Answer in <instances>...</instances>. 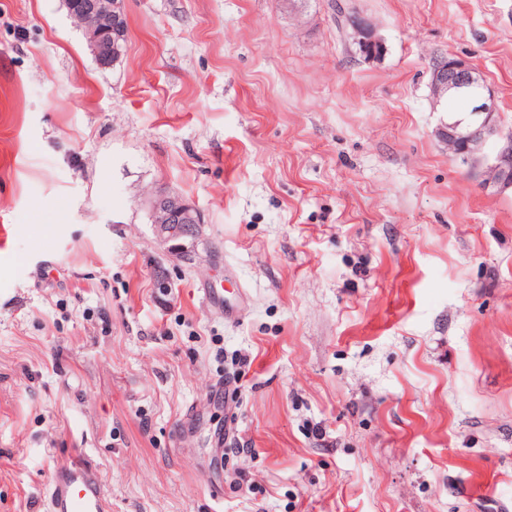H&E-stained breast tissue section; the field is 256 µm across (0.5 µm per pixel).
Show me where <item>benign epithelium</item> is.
Instances as JSON below:
<instances>
[{
	"mask_svg": "<svg viewBox=\"0 0 512 512\" xmlns=\"http://www.w3.org/2000/svg\"><path fill=\"white\" fill-rule=\"evenodd\" d=\"M65 5L69 16L83 30L98 65L111 66L120 55L114 35L120 22L125 20L123 0H65ZM349 25L358 36L362 53L368 58L377 57L383 43L375 36L372 25L358 16L351 17ZM430 87L437 101L450 90L472 93L473 103L467 116L440 128L439 136L456 154L469 160L480 153L489 140L500 136L495 119L497 100L468 61L450 57L433 67ZM485 186L499 192L512 189V138L507 139L488 167ZM147 202L159 240L174 257L189 259L202 237L200 213L173 192L156 191L149 195Z\"/></svg>",
	"mask_w": 512,
	"mask_h": 512,
	"instance_id": "1",
	"label": "benign epithelium"
}]
</instances>
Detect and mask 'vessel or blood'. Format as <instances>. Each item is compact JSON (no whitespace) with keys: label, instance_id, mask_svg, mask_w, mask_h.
Masks as SVG:
<instances>
[{"label":"vessel or blood","instance_id":"b4317fda","mask_svg":"<svg viewBox=\"0 0 512 512\" xmlns=\"http://www.w3.org/2000/svg\"><path fill=\"white\" fill-rule=\"evenodd\" d=\"M49 512H106L105 488L96 468L82 458L58 466L50 481Z\"/></svg>","mask_w":512,"mask_h":512}]
</instances>
